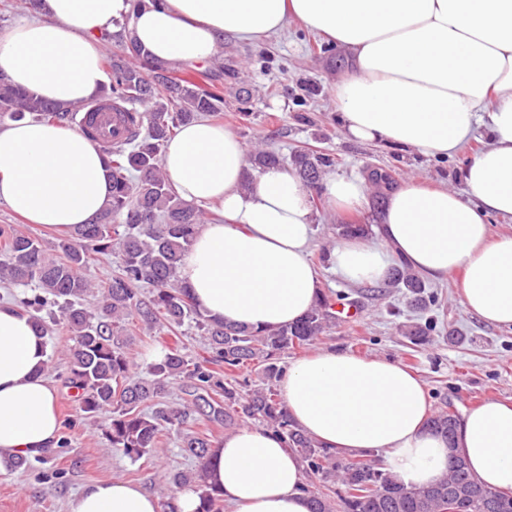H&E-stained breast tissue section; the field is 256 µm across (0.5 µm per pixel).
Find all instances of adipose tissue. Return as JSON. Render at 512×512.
<instances>
[{
  "label": "adipose tissue",
  "mask_w": 512,
  "mask_h": 512,
  "mask_svg": "<svg viewBox=\"0 0 512 512\" xmlns=\"http://www.w3.org/2000/svg\"><path fill=\"white\" fill-rule=\"evenodd\" d=\"M296 20L346 48L353 70L336 86L342 129L442 157L484 128L488 146L465 167V191L403 179L377 220L378 238L346 237L329 255L351 283L386 280L394 260L435 281L461 275L466 309L512 329V0H43L34 18L0 29V75L38 96L80 103L106 82L105 35L120 33L161 64L208 61L225 37L266 38ZM172 192L218 205L178 269L209 318L254 329L300 320L319 295L310 259V191L281 166L255 170L231 131L199 119L162 156ZM342 211L362 210L361 179L328 176ZM111 176L99 146L76 129L31 120L0 129V199L50 238H67L108 205ZM49 350L30 316L0 301V459L56 447L59 418L46 378ZM279 392L290 420L338 453L382 452L409 487L447 472L452 453L476 478L512 490V404L488 399L458 422L454 443L429 425L421 380L402 364L322 348L288 367ZM209 471L226 512H310L305 465L275 432L242 426L224 436ZM159 497L118 479L76 494L68 512H162Z\"/></svg>",
  "instance_id": "adipose-tissue-1"
}]
</instances>
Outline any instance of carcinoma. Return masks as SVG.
I'll list each match as a JSON object with an SVG mask.
<instances>
[{
	"mask_svg": "<svg viewBox=\"0 0 512 512\" xmlns=\"http://www.w3.org/2000/svg\"><path fill=\"white\" fill-rule=\"evenodd\" d=\"M104 65L110 83L97 100L119 114L126 136L110 140L99 133L92 110L82 133L109 158L110 203L92 223L51 244L11 227L0 228V280L25 287L13 295V301L32 315L44 333L48 325L39 313L54 304L72 334L65 383L76 391L82 418L90 421L111 412L107 434L112 447L136 459L156 447L163 430L180 428L196 417L205 429L183 432L182 448L197 460L198 469L174 473L168 484L194 489L201 501L198 512H223L218 493L207 482L206 460L215 447L210 426L235 419L254 420L276 432L300 454L312 475L325 484L341 483L346 493L343 512H512V494L483 486L459 456L453 457L448 474L435 484L408 488L368 458L342 463L291 424L276 388L283 373L278 356L335 328L333 304L321 294L298 323L269 330L216 321L197 308L177 271L198 226L205 222V212L170 190L161 158L178 127L203 117H220L224 96L184 84L171 75L168 65L161 66L162 73L155 72V65L123 39ZM137 103L150 108L141 112ZM80 109L45 100L0 77V121L28 118L73 125ZM251 158L256 168L283 162L266 149L254 151ZM332 163L327 155L305 151L291 157L308 183L316 182L321 170ZM114 253L119 256L116 274L92 283L87 268L93 257ZM389 285L403 290L412 303L425 300V284L399 269L393 270ZM94 287L100 293L97 315L83 304ZM134 321L149 329L191 321L206 336L209 357L198 362L188 359L176 340L150 364V378L139 380L118 339V330ZM217 366L224 367V375L215 370ZM248 367L257 372L260 384L234 376ZM177 378L185 384L184 397L171 403L169 387ZM456 421L455 413L444 409L431 420L450 448L455 447Z\"/></svg>",
	"mask_w": 512,
	"mask_h": 512,
	"instance_id": "1",
	"label": "carcinoma"
}]
</instances>
